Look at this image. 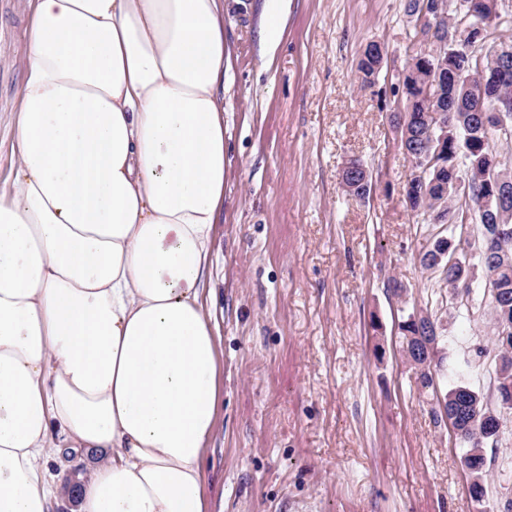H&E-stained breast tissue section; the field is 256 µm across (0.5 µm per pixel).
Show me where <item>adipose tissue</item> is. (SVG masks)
Listing matches in <instances>:
<instances>
[{"instance_id":"1","label":"adipose tissue","mask_w":512,"mask_h":512,"mask_svg":"<svg viewBox=\"0 0 512 512\" xmlns=\"http://www.w3.org/2000/svg\"><path fill=\"white\" fill-rule=\"evenodd\" d=\"M0 194V512L99 454L74 512H211L202 297L224 206L228 0H30Z\"/></svg>"}]
</instances>
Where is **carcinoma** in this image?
<instances>
[{
    "label": "carcinoma",
    "instance_id": "1",
    "mask_svg": "<svg viewBox=\"0 0 512 512\" xmlns=\"http://www.w3.org/2000/svg\"><path fill=\"white\" fill-rule=\"evenodd\" d=\"M460 15H470L469 24L478 21L484 28L474 30L473 44L483 46L488 31L504 24L499 0H465ZM429 31L415 30L412 54L398 77L393 93L400 95L402 111L392 112V121H403L400 147L410 162L425 155L430 165L422 170L413 167L403 186L404 203L426 224L433 223L439 210L457 216L468 212L479 226L480 248L465 253L459 262L451 261L454 251L461 249L455 239L456 224H448L444 232L432 237L418 253L419 265L427 272H438L442 282L456 297L457 304L468 310L487 308L492 335L475 349L480 359L494 354V404L466 383L453 382L445 388L442 399L434 402L431 412L435 423H448L460 446L462 462L472 483L471 496L482 505L487 500V473L491 465L486 448L497 446L503 413L512 412V171L506 181L495 186L487 173L500 157L487 137L490 113L484 106H512V59L500 62L486 58L483 66L476 61L466 63L451 53L448 31L433 34L443 44L442 60L417 52L427 40ZM379 42L365 46L357 66L360 87L375 84L383 65ZM485 85V104L470 97L468 87ZM437 116L453 122L447 125L442 140L433 143L429 137L432 110ZM346 192L359 200L366 199L372 188L371 176L358 160L348 163ZM462 176L470 182L469 196L452 191L453 181ZM401 352L419 390L435 391L434 378L455 376V371L441 373L443 329L439 319L426 316L415 320V311L403 316L398 324Z\"/></svg>",
    "mask_w": 512,
    "mask_h": 512
}]
</instances>
